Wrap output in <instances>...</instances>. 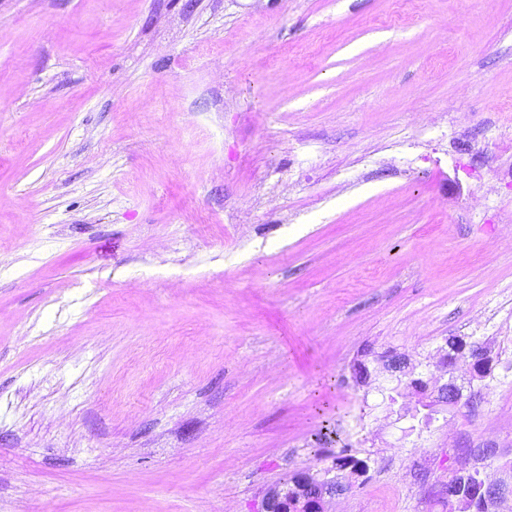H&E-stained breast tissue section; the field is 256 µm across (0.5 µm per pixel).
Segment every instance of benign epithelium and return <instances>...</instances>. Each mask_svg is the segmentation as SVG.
Segmentation results:
<instances>
[{"label":"benign epithelium","instance_id":"benign-epithelium-1","mask_svg":"<svg viewBox=\"0 0 512 512\" xmlns=\"http://www.w3.org/2000/svg\"><path fill=\"white\" fill-rule=\"evenodd\" d=\"M511 481L490 479L478 475V496L487 512H500L502 505L512 500ZM351 490L342 476L324 474L313 477L308 473L293 476L270 489L263 500L264 512H320L324 508L325 498L343 496Z\"/></svg>","mask_w":512,"mask_h":512}]
</instances>
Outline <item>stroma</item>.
Masks as SVG:
<instances>
[{
  "instance_id": "obj_1",
  "label": "stroma",
  "mask_w": 512,
  "mask_h": 512,
  "mask_svg": "<svg viewBox=\"0 0 512 512\" xmlns=\"http://www.w3.org/2000/svg\"><path fill=\"white\" fill-rule=\"evenodd\" d=\"M510 91L512 0H0V512L499 476ZM451 336L491 358L455 406ZM343 468L342 476L352 485L356 477L364 476L367 464L354 456H336L333 468ZM339 474L329 476V472L316 478L309 473L293 476L271 488L263 500L264 512H316L324 508L325 497L335 498L348 493V486Z\"/></svg>"
}]
</instances>
